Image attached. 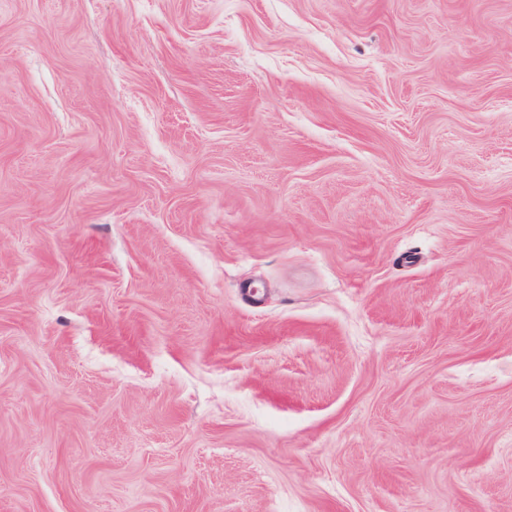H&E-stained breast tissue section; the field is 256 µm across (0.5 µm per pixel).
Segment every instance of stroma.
<instances>
[{
  "label": "stroma",
  "instance_id": "obj_1",
  "mask_svg": "<svg viewBox=\"0 0 512 512\" xmlns=\"http://www.w3.org/2000/svg\"><path fill=\"white\" fill-rule=\"evenodd\" d=\"M0 512H512V0H0Z\"/></svg>",
  "mask_w": 512,
  "mask_h": 512
}]
</instances>
